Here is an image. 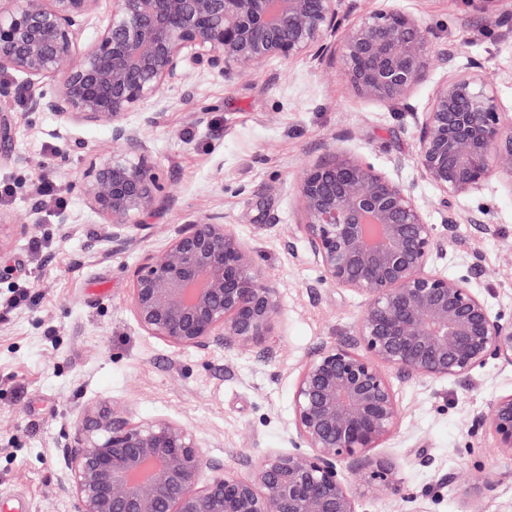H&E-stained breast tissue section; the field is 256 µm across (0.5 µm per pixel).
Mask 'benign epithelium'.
Here are the masks:
<instances>
[{"mask_svg":"<svg viewBox=\"0 0 512 512\" xmlns=\"http://www.w3.org/2000/svg\"><path fill=\"white\" fill-rule=\"evenodd\" d=\"M100 2L0 0V71L15 74L0 82V100L107 127L112 147L76 186L106 238L123 246L168 202L145 135L158 113L146 108L189 72L242 77L272 59L338 52L357 94L393 102L410 96L435 53L432 28L395 9L365 16L338 46L327 42L342 26L340 0H112L104 15ZM485 20L512 34V14ZM88 29L91 39L80 42ZM414 164L444 210L496 173L512 182V127L486 79L464 71L436 87L417 116ZM296 195L323 280L363 297L364 308L354 344L324 345L299 371L293 447L243 476L205 459L200 438L177 421L86 407L56 452L77 512H357L361 496L402 491L396 465L375 453L402 416L386 370L422 381L469 378L490 362L512 367V318L493 312L467 277L435 268L456 216L438 231L407 186L342 149L305 165ZM128 306L142 330L175 348H248L272 335L280 296L213 212L142 259ZM470 423L512 455V392ZM346 468L360 472L359 487Z\"/></svg>","mask_w":512,"mask_h":512,"instance_id":"benign-epithelium-1","label":"benign epithelium"}]
</instances>
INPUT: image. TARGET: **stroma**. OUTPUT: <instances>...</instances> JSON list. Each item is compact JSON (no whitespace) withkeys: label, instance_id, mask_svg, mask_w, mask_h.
<instances>
[{"label":"stroma","instance_id":"1","mask_svg":"<svg viewBox=\"0 0 512 512\" xmlns=\"http://www.w3.org/2000/svg\"><path fill=\"white\" fill-rule=\"evenodd\" d=\"M377 9L421 16L443 48L474 60L512 119V37L501 38L467 0H342L344 26ZM451 71L432 62L403 102H377L348 85L339 57L276 59L244 78L190 76L165 89L147 127L150 161L171 206L150 219L131 247L103 238L99 218L73 182L106 147L104 127L67 125L50 112L7 105L13 135L0 153V499L27 512H75L60 489L56 446L80 407L111 406L134 421L168 419L194 431L207 457L242 470L288 449L292 397L301 367L323 344L350 340L363 309L358 295L321 280L299 225V170L341 147L410 187L433 224L476 213L482 225L454 226L437 262L468 276L493 311L512 317V182L494 175L475 195L434 205L436 189L413 163L416 115ZM208 109L195 125L193 112ZM55 184L43 196V177ZM66 222H59L58 213ZM212 212L254 252L276 282L280 313L263 349H178L148 336L127 304L135 266L164 247L173 228ZM26 291L18 308L5 302ZM397 433L380 450L405 483V496L365 497L361 512H463V494L497 479L481 512H512V456L495 451L471 416L512 391V368L489 363L469 380L395 381ZM433 457L416 460L419 449Z\"/></svg>","mask_w":512,"mask_h":512}]
</instances>
